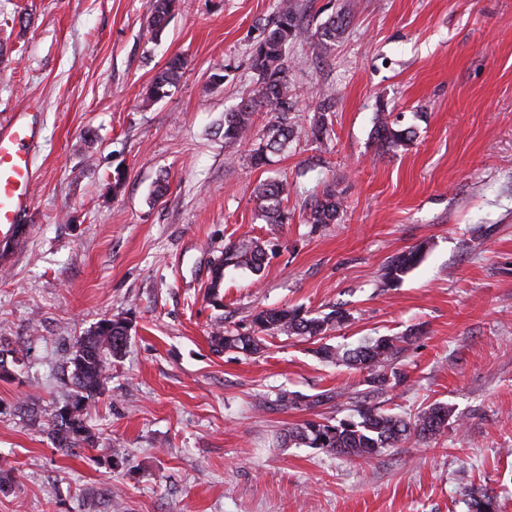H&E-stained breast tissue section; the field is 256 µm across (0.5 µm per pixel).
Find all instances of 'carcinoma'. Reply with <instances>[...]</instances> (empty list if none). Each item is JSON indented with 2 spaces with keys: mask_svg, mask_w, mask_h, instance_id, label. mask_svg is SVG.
I'll list each match as a JSON object with an SVG mask.
<instances>
[{
  "mask_svg": "<svg viewBox=\"0 0 512 512\" xmlns=\"http://www.w3.org/2000/svg\"><path fill=\"white\" fill-rule=\"evenodd\" d=\"M185 7V0H151L150 25L162 31L175 13ZM350 18V9H341L311 31L302 26L293 0H278L276 11L267 19L258 20L260 38L250 55L251 68L256 75L252 93L236 106L224 112V141L242 142L249 138L253 114L261 110L270 112L271 119L265 132L264 143L252 150L249 162L254 168L271 163V156L288 150L294 136V119L298 97L288 80V47L309 41L321 49H328L342 35ZM184 61L172 58L166 67L153 77L143 100L150 106L166 97L182 77ZM336 96L330 92L317 95L315 113L310 120L311 140L319 142L327 131L326 113L335 111ZM391 113L382 103L373 128V140L379 152L386 154L412 141L414 131L398 128L390 120ZM289 185L280 181H267L256 190L258 218L267 224H286L290 217L283 206L288 199ZM342 210L341 193L329 184L322 194L314 198L307 212L309 224H333ZM266 259L265 249L256 241L230 243L224 247L211 272L209 296L219 301L224 283V269L243 268L256 274ZM422 260L421 249L405 251L394 257L384 268L382 278L395 283ZM350 319L343 308H336L323 316H311L300 307L282 306L263 309L253 316L254 336L234 334L217 325L212 332L211 344L216 350H235L255 354L261 349L258 334L283 336H325L328 331ZM129 322L120 317L104 318L87 333L75 338L69 358L72 393L56 408L48 423V431L55 446L65 455L77 458L82 451L95 446V435L87 426L84 410L90 400L103 393L109 380L112 360L124 353ZM413 334L380 336L369 339L352 349L323 346L319 355L327 360L369 370L368 386L371 392L384 391L399 379L396 372L388 371L389 362L402 351L401 344L409 342ZM451 411L442 403L429 405L414 416L405 419L380 408L367 394L358 400L353 414L332 421L320 415L305 419L288 428L284 440L290 444L319 448L340 456L369 460L386 448L410 438L427 439L448 429ZM471 512H499L497 496L482 488L471 499Z\"/></svg>",
  "mask_w": 512,
  "mask_h": 512,
  "instance_id": "obj_1",
  "label": "carcinoma"
}]
</instances>
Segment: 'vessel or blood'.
<instances>
[{"mask_svg":"<svg viewBox=\"0 0 512 512\" xmlns=\"http://www.w3.org/2000/svg\"><path fill=\"white\" fill-rule=\"evenodd\" d=\"M36 140L27 113L14 114L0 127V229L7 233L22 222L32 203L31 151Z\"/></svg>","mask_w":512,"mask_h":512,"instance_id":"obj_1","label":"vessel or blood"}]
</instances>
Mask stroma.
<instances>
[{"label": "stroma", "instance_id": "stroma-1", "mask_svg": "<svg viewBox=\"0 0 512 512\" xmlns=\"http://www.w3.org/2000/svg\"><path fill=\"white\" fill-rule=\"evenodd\" d=\"M276 3L187 0L157 34L150 0H0V125L33 103L40 129L27 239L0 257V353L23 360L0 378V512H468L479 487L512 512V0H296L312 29L353 17L329 50L289 48L294 140L255 169L269 113L236 144L222 124L254 87L255 23ZM176 55L178 87L142 108ZM325 89L336 109L317 143ZM382 102L415 133L384 155ZM273 179L291 187L290 223L256 216L254 189ZM327 183L343 194L337 222L305 224ZM249 239L266 249L261 276L226 269L212 304L213 260ZM415 248L419 265L386 284L384 266ZM284 305L351 319L321 339L263 336L256 354L212 348L215 324L247 335ZM113 316L127 347L85 410L95 448L71 458L47 419L75 338ZM409 331L392 363L404 379L376 401L405 417L448 405L442 435L367 461L283 442L312 412L280 407L281 391L335 393L321 413L336 420L369 390L321 345ZM317 102L313 117L310 120V137L312 141L321 142L327 131L325 112H334L336 108V96L333 93H320L317 95Z\"/></svg>", "mask_w": 512, "mask_h": 512}]
</instances>
